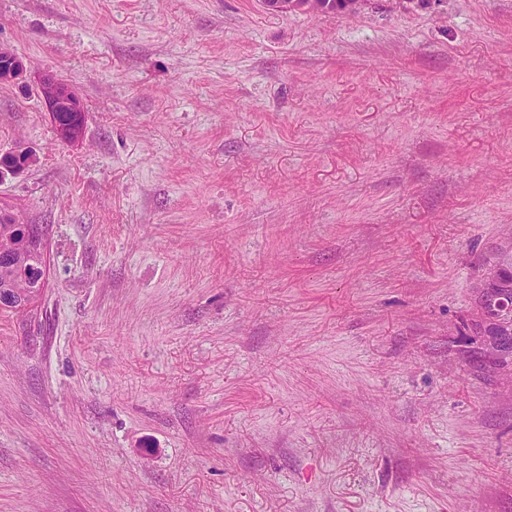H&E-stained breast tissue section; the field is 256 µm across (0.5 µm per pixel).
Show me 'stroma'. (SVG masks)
<instances>
[{
  "instance_id": "obj_1",
  "label": "stroma",
  "mask_w": 512,
  "mask_h": 512,
  "mask_svg": "<svg viewBox=\"0 0 512 512\" xmlns=\"http://www.w3.org/2000/svg\"><path fill=\"white\" fill-rule=\"evenodd\" d=\"M0 512H512V386L457 332L512 244V0H0ZM325 0H263L265 7L280 13L305 11L319 13L330 11L329 4H325ZM1 56L3 59L9 58L11 64L6 67L5 65H2L4 60L0 59L2 67L0 71V81L24 84L33 83L38 91L43 108L45 112H47L51 123L53 121L54 112H60L62 105L70 106L72 112H85L78 93L71 87L62 83L60 79L53 75L32 76L21 58L0 48V57ZM72 112H62L63 116L61 121H64L65 124L71 125V130L76 136V134L81 130L84 118H74L70 115ZM13 157V158H10ZM5 158L8 159L6 162ZM1 163H0V179L4 178L7 175L17 176L23 173L28 167H30L35 162L34 155L27 150H17L11 153L1 154L0 155ZM13 161H16V165L13 167L6 166L12 165ZM6 162V163H5ZM13 223L8 224V219L4 220L0 217V241L1 243L13 241L14 228L16 236L20 240L21 244L26 248H30L32 243H39L43 245V234L40 230L33 227L32 224H22L14 217H12ZM15 224V225H14Z\"/></svg>"
}]
</instances>
